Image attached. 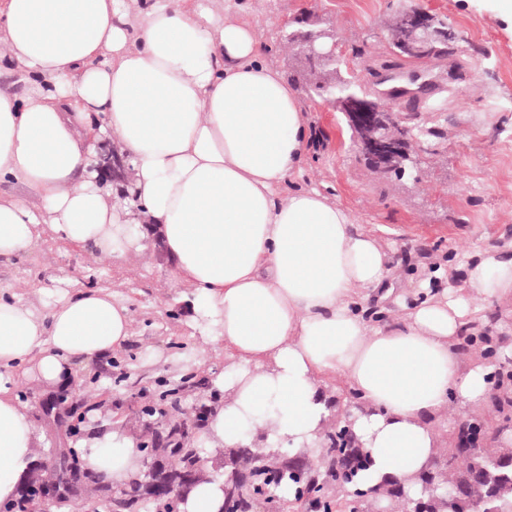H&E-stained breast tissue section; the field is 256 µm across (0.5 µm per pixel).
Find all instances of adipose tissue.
<instances>
[{"label": "adipose tissue", "mask_w": 512, "mask_h": 512, "mask_svg": "<svg viewBox=\"0 0 512 512\" xmlns=\"http://www.w3.org/2000/svg\"><path fill=\"white\" fill-rule=\"evenodd\" d=\"M236 0H0V181L30 192L0 197V256L29 251L40 225L109 257L128 227L156 224L187 288L237 372L205 433L232 448L246 428L294 447L328 426L321 388L342 375L363 401L350 417L368 452L362 483L387 478L407 492L439 452L429 418L484 408L486 366L461 369L458 336L474 299L512 298V257L484 252L465 289L426 291L402 317L372 325L367 291L391 276L378 239L350 213L303 186L309 139L302 107ZM108 140L123 157L124 203L94 168ZM127 307L89 290L40 313L0 285V502L34 462L40 433L17 376L53 389L77 362L111 354L130 337ZM112 485L142 467L135 441L112 430L83 455Z\"/></svg>", "instance_id": "adipose-tissue-1"}]
</instances>
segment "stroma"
Segmentation results:
<instances>
[{
    "label": "stroma",
    "instance_id": "obj_1",
    "mask_svg": "<svg viewBox=\"0 0 512 512\" xmlns=\"http://www.w3.org/2000/svg\"><path fill=\"white\" fill-rule=\"evenodd\" d=\"M255 27L267 62L283 74L309 120L300 184L317 188L353 218V231L376 235L390 259L388 298L372 294L363 317L382 323L403 315L419 297L422 282L439 290L464 285L479 253L512 246V21L495 0H239ZM431 11L456 35L447 57L397 62L389 24L400 9ZM328 30L336 34L340 77L374 93L385 66L433 79L417 103L397 104L414 137L417 168L386 178L360 161L342 112L311 89L319 69L296 57L283 35ZM171 260L149 224H138L128 255L102 259L43 231L28 253L0 257V284L40 311L61 296L98 288L111 292L130 313L131 336L112 355L81 363L77 377L103 404L99 412L67 428L44 413L36 418L42 450L79 448L101 430L118 427L142 442L147 424L141 409L192 375L207 387L182 394L180 406L211 403L213 381L236 367L209 335L206 319L193 309L185 289L168 277ZM478 316L499 342L485 356L480 342L462 341V367L474 357L484 365L512 366V305L480 302Z\"/></svg>",
    "mask_w": 512,
    "mask_h": 512
}]
</instances>
